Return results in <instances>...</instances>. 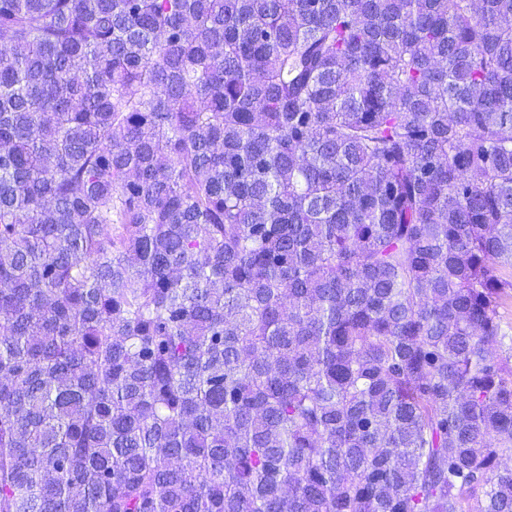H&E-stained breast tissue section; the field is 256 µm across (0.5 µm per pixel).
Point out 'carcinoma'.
I'll return each instance as SVG.
<instances>
[{
  "mask_svg": "<svg viewBox=\"0 0 512 512\" xmlns=\"http://www.w3.org/2000/svg\"><path fill=\"white\" fill-rule=\"evenodd\" d=\"M512 0H0V512H512Z\"/></svg>",
  "mask_w": 512,
  "mask_h": 512,
  "instance_id": "cac0c4a2",
  "label": "carcinoma"
}]
</instances>
